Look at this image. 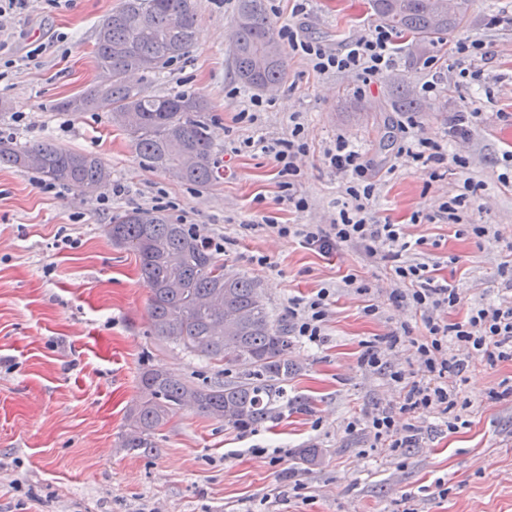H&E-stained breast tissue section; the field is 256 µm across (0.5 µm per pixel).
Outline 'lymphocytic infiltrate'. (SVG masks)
<instances>
[{"mask_svg": "<svg viewBox=\"0 0 512 512\" xmlns=\"http://www.w3.org/2000/svg\"><path fill=\"white\" fill-rule=\"evenodd\" d=\"M279 35L291 50L307 57L314 70L351 73L362 88H370L395 66L398 46L393 33L377 25L368 32L347 39L336 50L320 41L299 35L293 25L282 26ZM397 156L426 173L429 181L442 179L448 163L462 164V157H449L440 140L420 134L415 121L400 123ZM300 125H293L288 137L246 139L245 147L260 149L271 156L278 168L280 184L289 206L302 211L307 201L296 189L299 156L306 154ZM324 163L345 180L343 202L332 223L279 224L278 235L296 239L305 249L329 256L345 246L358 250L370 262L391 264L397 282L389 299L399 307L418 314L424 327L422 339H415L408 325L392 330L388 336L367 342L359 358L361 368L386 375L398 388L397 407L381 408L368 418L374 439L391 450L412 448L422 431L413 424H400L399 415L433 413L443 418L448 431L466 426L470 407L459 384L473 358L489 366L512 361V301L504 298L482 302L468 308L459 321L449 320L448 310L458 307L462 298L458 288L437 279L428 263L418 261L421 242L406 240L401 225L380 220L374 207L379 174L345 137H337L324 152ZM482 183L467 182L464 191L439 207L455 236L467 237L476 244L499 240V232L487 224H466L462 211L468 198H480ZM331 289L293 299L288 308V331L308 343L324 342V326L332 302ZM410 346L417 364L409 372L392 357L403 346Z\"/></svg>", "mask_w": 512, "mask_h": 512, "instance_id": "1", "label": "lymphocytic infiltrate"}]
</instances>
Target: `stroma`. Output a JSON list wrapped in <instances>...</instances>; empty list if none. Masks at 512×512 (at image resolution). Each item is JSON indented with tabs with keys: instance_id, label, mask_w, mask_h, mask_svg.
Listing matches in <instances>:
<instances>
[{
	"instance_id": "obj_1",
	"label": "stroma",
	"mask_w": 512,
	"mask_h": 512,
	"mask_svg": "<svg viewBox=\"0 0 512 512\" xmlns=\"http://www.w3.org/2000/svg\"><path fill=\"white\" fill-rule=\"evenodd\" d=\"M121 0H72L55 9L30 0L0 33V58L13 65L0 76V141L23 147L49 140L98 155L109 181L90 195L46 186L40 175L0 167V512H512V400L489 399L512 379V362H473L462 385L471 402L467 427L448 432L427 414L414 418L422 442L390 454L374 444L365 421L375 407L393 404L398 391L385 375L365 372L363 341L408 324L424 329L413 310L392 305L389 264L370 263L353 248L324 257L278 236L277 224H328L343 200V179L324 164L337 136L359 149L382 176L374 206L403 225L409 240L424 239V262L458 288L463 317L471 304L498 298V244L456 238L445 221H429L439 205L463 191L465 179L483 182L481 199L463 212L465 223L489 224L512 238V27L489 26L512 15V0H473L462 28L427 44L401 39L395 69L366 93L354 75L320 74L309 60L287 52L288 76L275 91L242 89L233 75L231 22L236 0H196L198 36L188 57L134 84L153 95L196 90L210 103L207 119L221 177L205 187L179 182L140 162L128 137L107 112H64L59 101L99 80L92 56L96 30ZM266 0L277 25L291 24L330 48L378 25L367 0ZM489 50L472 67L478 78L441 70L440 90L421 96L429 80L421 61L462 37ZM43 53L29 59L35 46ZM420 96L414 115L393 111L399 86ZM262 99L252 108L251 99ZM479 106L489 119L466 140L448 141L466 168L430 183L395 161L399 122L415 118L425 133L443 135L450 113ZM255 110L257 119H240ZM301 123L308 151L297 190L309 206L282 201L271 157L241 143L258 134L287 137ZM159 210L201 233L226 236L218 257L226 271L253 281L273 318L287 320L291 299L327 287L336 295L325 340H292L288 358L298 368L288 381L302 411L237 430L187 408L159 432L151 453L119 446L139 377L161 369L204 385L221 372L205 358L168 347L153 334L150 288L132 252L112 244L106 226L118 212ZM266 264H257V257ZM370 283V296L343 284L346 275ZM376 315L363 312L367 304ZM359 420L356 431L347 424ZM321 449L318 465L299 458ZM448 485L438 496L437 480ZM305 485L294 493L295 481Z\"/></svg>"
}]
</instances>
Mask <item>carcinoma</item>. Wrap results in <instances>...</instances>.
Segmentation results:
<instances>
[{
    "mask_svg": "<svg viewBox=\"0 0 512 512\" xmlns=\"http://www.w3.org/2000/svg\"><path fill=\"white\" fill-rule=\"evenodd\" d=\"M471 0H462L458 18L436 25L438 0H369L384 24L420 44L458 29ZM197 39L195 0H122L99 26L93 47L97 69L111 75L66 99V112L104 111L129 137L139 159L178 180L206 186L216 179V147L205 117L207 101L191 91L155 96L128 83L133 71L156 73L189 54ZM235 74L247 88L264 90L286 80L285 53L265 0H239L231 41ZM392 108L415 112L413 94L397 91ZM0 165L34 170L46 180L83 190L98 186L110 170L93 153L71 151L50 141L24 149L0 145ZM112 244L138 259L152 285L150 320L154 335L169 345L224 363L229 381L198 386L170 372L147 369L139 398L129 408L120 447L149 453L156 435L182 407L191 405L212 419L245 430L277 418L288 406V379L297 368L288 361L291 342L285 323L271 319L254 284L224 273V263L183 224L159 211L126 210L108 225Z\"/></svg>",
    "mask_w": 512,
    "mask_h": 512,
    "instance_id": "1",
    "label": "carcinoma"
}]
</instances>
